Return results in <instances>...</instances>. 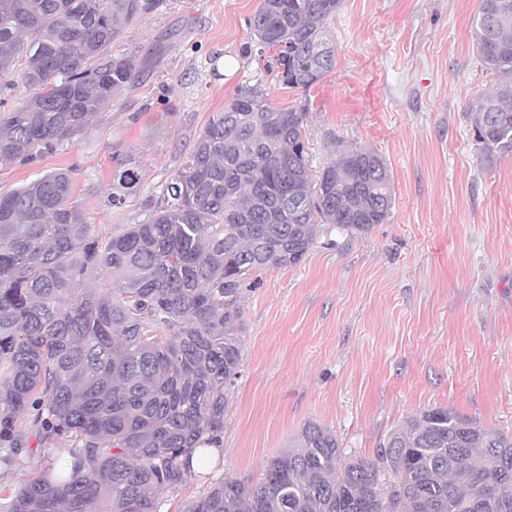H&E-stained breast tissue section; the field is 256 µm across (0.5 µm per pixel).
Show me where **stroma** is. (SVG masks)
Masks as SVG:
<instances>
[{"instance_id": "stroma-1", "label": "stroma", "mask_w": 512, "mask_h": 512, "mask_svg": "<svg viewBox=\"0 0 512 512\" xmlns=\"http://www.w3.org/2000/svg\"><path fill=\"white\" fill-rule=\"evenodd\" d=\"M259 3L160 0L112 45L145 63L140 83L76 145L33 166L0 164V193L69 169L89 223H137L237 87L262 83L277 106L307 105L313 170L367 146L385 159L393 195L367 233L321 227L302 263L248 276L220 475L259 481L308 422L369 460L432 407L512 434V156L486 159L467 118L495 81L471 33L479 0H343L329 22L336 66L306 93L279 87L246 53ZM129 155L141 183L117 208L113 161ZM68 456L34 447L0 470V485L19 489Z\"/></svg>"}]
</instances>
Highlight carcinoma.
Listing matches in <instances>:
<instances>
[{"label":"carcinoma","mask_w":512,"mask_h":512,"mask_svg":"<svg viewBox=\"0 0 512 512\" xmlns=\"http://www.w3.org/2000/svg\"><path fill=\"white\" fill-rule=\"evenodd\" d=\"M340 5L261 0L248 27L278 50L265 68L280 86L306 93L334 67ZM151 7L0 0V162L67 149L139 83L142 67L112 42ZM472 34L498 76L469 109L490 161L512 155V0H480ZM306 122V106L239 86L160 204L116 233L86 221L69 170L0 196V469L23 461L26 426L74 460L1 486L0 512H160L156 492L194 475L188 454L219 443L240 374L247 276L300 264L321 225L362 234L389 211L382 156L355 146L315 175ZM140 181L131 159L114 161L112 206ZM184 512H512V437L434 407L368 461L310 422L257 483L217 478Z\"/></svg>","instance_id":"cac0c4a2"}]
</instances>
